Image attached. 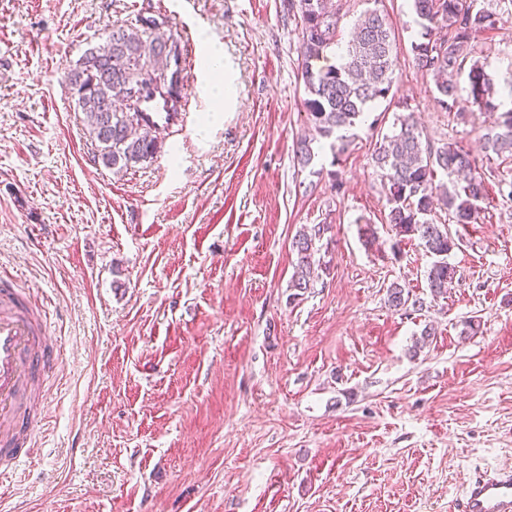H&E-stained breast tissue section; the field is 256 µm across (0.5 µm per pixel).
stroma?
Masks as SVG:
<instances>
[{
	"label": "stroma",
	"mask_w": 512,
	"mask_h": 512,
	"mask_svg": "<svg viewBox=\"0 0 512 512\" xmlns=\"http://www.w3.org/2000/svg\"><path fill=\"white\" fill-rule=\"evenodd\" d=\"M490 5L510 23L472 56L499 77L512 0ZM383 7L396 99L432 145L478 150L485 115L439 108L408 0ZM141 17L179 41L188 103L151 160L118 171L60 80ZM299 40L283 0H0V278L29 289L59 353L31 457L0 461V512H452L470 473L512 466V200L490 180L477 223L450 225L456 275L432 299V256L392 250L383 221L371 153L392 112L367 111L344 154L325 139L295 164L312 132ZM207 41L237 97L212 126ZM315 224L331 227L329 269L292 301L291 240ZM394 282L423 309L390 310Z\"/></svg>",
	"instance_id": "stroma-1"
}]
</instances>
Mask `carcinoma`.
Here are the masks:
<instances>
[{
  "label": "carcinoma",
  "instance_id": "1",
  "mask_svg": "<svg viewBox=\"0 0 512 512\" xmlns=\"http://www.w3.org/2000/svg\"><path fill=\"white\" fill-rule=\"evenodd\" d=\"M420 27L421 41L412 43L414 65L433 82L434 100L444 112L458 107L462 70L472 54V41L501 24V17L477 0H409ZM288 11L298 16L303 106L315 137L296 142L297 164L313 161L316 137H336L338 153L349 146L352 128L369 105L388 98L398 66L395 30L389 15L377 8L365 11L352 40L336 65L320 66L336 46V0H287ZM182 58L174 37L158 21L139 18L134 25H114L102 42L79 60L62 78L65 92L85 114L98 158L112 169H127L151 159L157 151L156 127L141 122L145 99L165 98L169 109L181 111L182 68L170 63ZM471 106L486 114L481 135L484 161L455 143L435 147L427 141L413 109L402 101L394 130L375 142L373 166L381 180L388 213L385 222L393 233L391 248L417 240L440 260L427 270L434 297L447 293L455 267L448 257L458 240L437 211L454 224H472L487 196L486 180L495 176L494 158L512 161V108L500 111L494 102L495 79L474 61L467 74ZM329 224L300 230L292 238L296 256L289 288L291 298L304 295L315 283L314 256ZM386 302L395 311L423 309V302L399 283L387 288Z\"/></svg>",
  "mask_w": 512,
  "mask_h": 512
}]
</instances>
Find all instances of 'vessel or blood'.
I'll use <instances>...</instances> for the list:
<instances>
[{"mask_svg": "<svg viewBox=\"0 0 512 512\" xmlns=\"http://www.w3.org/2000/svg\"><path fill=\"white\" fill-rule=\"evenodd\" d=\"M144 114L163 128L181 121L159 97L145 103ZM28 295L16 284L0 286V458L16 462L29 453L24 440L32 429L29 406L54 360L43 346L46 329L30 310ZM453 512H512V466L470 474Z\"/></svg>", "mask_w": 512, "mask_h": 512, "instance_id": "b4317fda", "label": "vessel or blood"}]
</instances>
